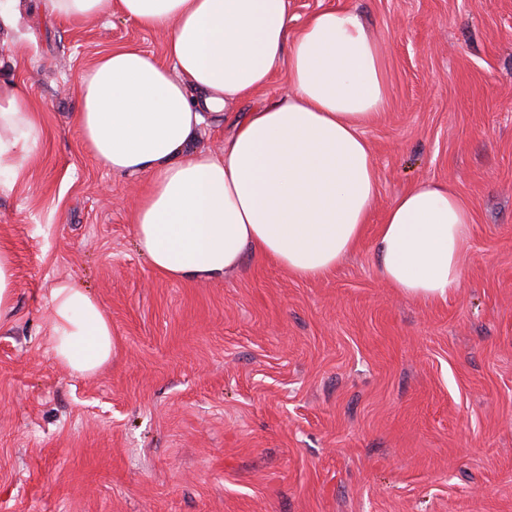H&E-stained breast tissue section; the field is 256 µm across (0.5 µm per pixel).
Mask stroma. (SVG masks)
I'll use <instances>...</instances> for the list:
<instances>
[{"label": "stroma", "instance_id": "1", "mask_svg": "<svg viewBox=\"0 0 512 512\" xmlns=\"http://www.w3.org/2000/svg\"><path fill=\"white\" fill-rule=\"evenodd\" d=\"M335 7L383 41L372 224L421 179L472 213L448 299L389 288L368 240L319 280L252 258L159 276L130 222L140 183L88 154L73 114L81 71L118 46L164 59V33L43 0L0 29V82L44 128L0 193V512H512V0H290L299 23ZM60 279L112 321L94 376L49 351ZM11 257L0 251V320L7 319L13 312L14 281Z\"/></svg>", "mask_w": 512, "mask_h": 512}]
</instances>
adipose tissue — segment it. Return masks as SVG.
Segmentation results:
<instances>
[{
  "label": "adipose tissue",
  "mask_w": 512,
  "mask_h": 512,
  "mask_svg": "<svg viewBox=\"0 0 512 512\" xmlns=\"http://www.w3.org/2000/svg\"><path fill=\"white\" fill-rule=\"evenodd\" d=\"M80 21L120 15L165 32L166 59L134 47L103 53L77 80L74 121L113 174L145 178L133 217L139 251L174 281L219 280L247 256L297 279L331 272L366 235L378 177L364 130L385 108L382 41L349 9L293 27L289 0H45ZM286 95L238 111L277 66ZM226 120L220 152L196 149ZM43 129L30 99L0 83V189L26 174ZM472 213L447 182L420 180L389 204L373 250L403 295L439 300L457 288ZM51 350L71 373L112 357V322L78 283L50 291Z\"/></svg>",
  "instance_id": "1"
}]
</instances>
